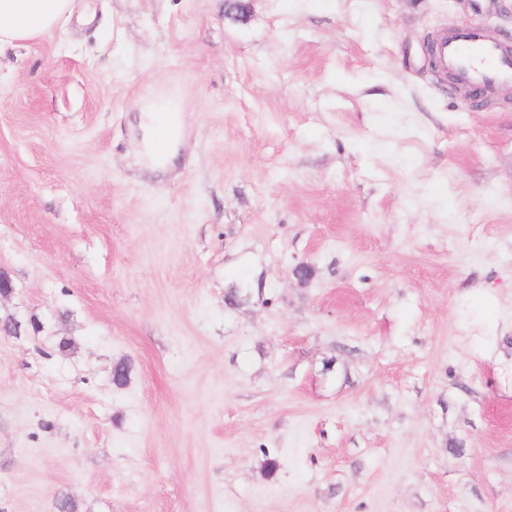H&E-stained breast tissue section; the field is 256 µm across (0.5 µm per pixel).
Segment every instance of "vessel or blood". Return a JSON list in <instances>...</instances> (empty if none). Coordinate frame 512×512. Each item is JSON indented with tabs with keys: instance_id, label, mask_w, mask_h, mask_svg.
<instances>
[{
	"instance_id": "1",
	"label": "vessel or blood",
	"mask_w": 512,
	"mask_h": 512,
	"mask_svg": "<svg viewBox=\"0 0 512 512\" xmlns=\"http://www.w3.org/2000/svg\"><path fill=\"white\" fill-rule=\"evenodd\" d=\"M434 60L440 71L481 98L512 86V49L488 38L476 27L458 28L434 44Z\"/></svg>"
}]
</instances>
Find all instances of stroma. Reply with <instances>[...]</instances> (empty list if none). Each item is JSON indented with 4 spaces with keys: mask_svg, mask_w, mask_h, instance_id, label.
Here are the masks:
<instances>
[{
    "mask_svg": "<svg viewBox=\"0 0 512 512\" xmlns=\"http://www.w3.org/2000/svg\"><path fill=\"white\" fill-rule=\"evenodd\" d=\"M472 25L512 0H77L0 49V512H512V100L426 52ZM139 157L152 171L170 172L184 137V115L173 101H155L139 112Z\"/></svg>",
    "mask_w": 512,
    "mask_h": 512,
    "instance_id": "stroma-1",
    "label": "stroma"
}]
</instances>
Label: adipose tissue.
I'll list each match as a JSON object with an SVG mask.
<instances>
[{"instance_id": "1", "label": "adipose tissue", "mask_w": 512, "mask_h": 512, "mask_svg": "<svg viewBox=\"0 0 512 512\" xmlns=\"http://www.w3.org/2000/svg\"><path fill=\"white\" fill-rule=\"evenodd\" d=\"M75 0H0V47H23L44 39L69 19ZM144 166L168 172L184 137V115L173 101H156L138 115Z\"/></svg>"}]
</instances>
